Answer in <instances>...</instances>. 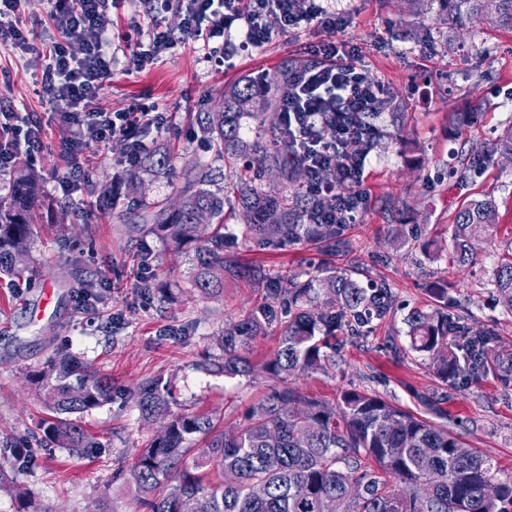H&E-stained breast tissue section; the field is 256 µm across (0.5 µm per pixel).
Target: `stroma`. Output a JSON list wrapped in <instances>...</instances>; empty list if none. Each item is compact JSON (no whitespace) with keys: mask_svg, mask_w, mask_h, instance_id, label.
Segmentation results:
<instances>
[{"mask_svg":"<svg viewBox=\"0 0 512 512\" xmlns=\"http://www.w3.org/2000/svg\"><path fill=\"white\" fill-rule=\"evenodd\" d=\"M342 7L349 15L342 37L357 45V66L388 92L376 120L381 138L364 173L367 201L345 232L350 249L326 256L311 243L262 247L240 236L231 253L241 265L285 268L302 281L324 263L339 270L358 265L366 279L389 284L396 296L391 314L374 323L368 336L347 340L335 368L303 380V387L328 402L350 387L376 391L459 433L467 447L491 458L502 473H512V313L497 303L491 284L502 256L500 242L512 238V160L483 155L498 133L512 125V30L486 23L455 29L429 0L418 8L410 0H343ZM426 29L436 50L420 42ZM322 37L320 30L308 28L276 36L258 50L244 51L233 43L221 67L208 62L189 38L151 71L133 75L126 72L125 42L114 41L103 107L112 112L135 101L156 103L173 115L172 125L157 137L160 149L170 150L172 166L160 177L143 173L147 193L175 200L195 163H209L224 179L225 223L242 225L234 198L236 178L205 148L197 118L214 110L220 92L239 81L273 78L303 62V46ZM0 71L10 76L1 93L27 111L46 113L34 93L38 67L33 55L0 41ZM457 112L478 115L470 140L461 139L455 129ZM46 129L38 171L43 194L58 200L57 180L66 170L59 150L64 132L52 122ZM466 144L476 155L477 168L461 179L451 169ZM90 154L89 181L77 202L66 206L56 228L36 230L27 287L18 290L0 281V469L27 493L21 503L0 491V512H94L103 500L114 512H132L135 488L114 480L113 474L129 470L156 431L123 396L144 380L171 382L172 413L210 411L229 425L242 423L272 385L260 375L231 379L202 368L205 357L221 355L224 326L252 305L257 296L253 286L243 279L225 280L219 298L188 290L192 253L175 252L142 225L92 206L106 187L125 190L121 141L92 147ZM487 194L498 207V234L475 242L473 267L458 269L444 254L431 259L418 240L393 246V237L406 224L425 225L428 238L447 246L458 204ZM143 280L178 289L177 301L143 299L137 288ZM442 280L448 283L453 313L491 333L490 355L507 365L459 391L441 388L429 372V359L410 351L406 335L409 312L429 308L430 290ZM89 284L97 288L96 307L82 313L73 292ZM46 285L54 296L44 308L37 297ZM60 352L89 363L117 391L112 402L79 416L81 426L103 443L96 452L49 447L43 441L50 413L28 374ZM16 443L28 448L20 465L9 450Z\"/></svg>","mask_w":512,"mask_h":512,"instance_id":"1","label":"stroma"}]
</instances>
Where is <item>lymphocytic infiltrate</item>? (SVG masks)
Listing matches in <instances>:
<instances>
[{
    "label": "lymphocytic infiltrate",
    "instance_id": "lymphocytic-infiltrate-1",
    "mask_svg": "<svg viewBox=\"0 0 512 512\" xmlns=\"http://www.w3.org/2000/svg\"><path fill=\"white\" fill-rule=\"evenodd\" d=\"M22 0H0V40L23 52L38 54L40 76L36 93L48 104L68 135L63 147L69 170L59 182L63 197H72L88 177L80 155L91 146L121 139L123 164L142 167L150 135L171 121L159 105L135 104L108 112L99 100L112 72V14L109 0H54L52 21L60 39L48 51L38 52L36 30L16 20ZM151 21L148 30H136L127 71L140 73L176 52L184 37L201 42L207 56L223 63L224 36L234 21L244 23L240 44L258 49L280 34L312 27L324 32L322 40L305 45L307 63L288 71V89L280 107V130L292 152L307 167L303 194L320 204L324 224L356 223L365 204L360 189L366 156L346 148L348 141L364 138L367 119L384 110L383 84L354 63L356 49L339 37L347 26L345 16L322 5L321 0H138ZM179 23L170 27L166 14ZM79 51H72L71 40ZM334 136H326L328 125ZM44 126L12 100L0 98V172L12 169L18 156L36 163L43 149Z\"/></svg>",
    "mask_w": 512,
    "mask_h": 512
}]
</instances>
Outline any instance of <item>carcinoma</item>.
Masks as SVG:
<instances>
[{
    "mask_svg": "<svg viewBox=\"0 0 512 512\" xmlns=\"http://www.w3.org/2000/svg\"><path fill=\"white\" fill-rule=\"evenodd\" d=\"M439 11L462 30L492 20L512 28V0H438ZM272 97L252 112L268 90L247 81L222 92L220 108L204 113L200 131L225 167L246 166L240 205L249 238L269 245L318 242L328 251L347 246L345 224H316L319 203L299 191L307 170L280 140L279 113L288 72L274 80ZM255 135L243 137V120ZM492 152L512 159V125L496 137ZM272 161L292 199L262 188ZM126 210L196 258L189 288L205 297L224 292V279L249 277L262 286L261 302L245 312L221 337L223 354L204 369L226 377L261 373L275 382L251 406L245 425L225 426L224 416L208 412L173 414L170 390L160 378L129 393L140 417L160 423L129 471L136 486L133 512H180L191 499L196 512H512V475L501 476L490 458L461 451L459 436L402 410L381 395L344 389L330 404L313 398L292 380L326 373L336 366L338 336H364L393 308L391 288L362 284L355 268L321 269L299 282L288 271L244 268L224 250L235 232L224 224V186L201 167L171 205L142 191L136 173L127 177ZM57 204L40 194V176L20 168L0 195V275L22 278L31 263L33 227ZM491 199L462 202L452 219V261L476 263L472 240L497 232ZM493 270L498 303L512 313V241ZM437 304L407 318L410 348L430 360L434 378L450 390L471 385L495 369L489 334L468 326L449 310L448 289H434ZM280 331L278 348L253 360L260 338ZM29 380L43 391L51 411L45 434L56 445L92 451L102 442L69 418L112 400V380L77 358L56 355Z\"/></svg>",
    "mask_w": 512,
    "mask_h": 512,
    "instance_id": "obj_1",
    "label": "carcinoma"
}]
</instances>
